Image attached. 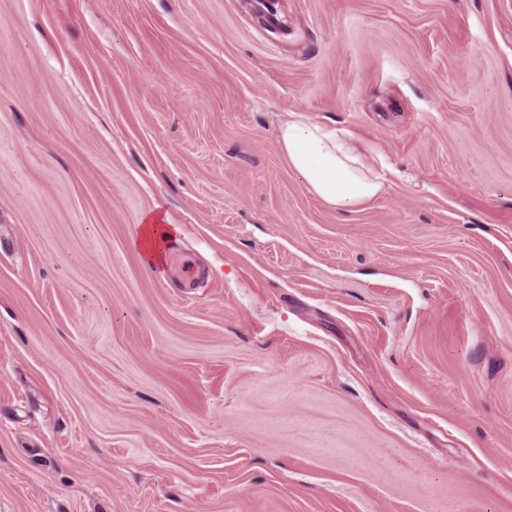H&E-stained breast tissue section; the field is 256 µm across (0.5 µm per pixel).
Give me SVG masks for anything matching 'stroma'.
<instances>
[{
  "label": "stroma",
  "instance_id": "1",
  "mask_svg": "<svg viewBox=\"0 0 512 512\" xmlns=\"http://www.w3.org/2000/svg\"><path fill=\"white\" fill-rule=\"evenodd\" d=\"M280 8L0 0V512H512V0ZM277 137L289 167L332 209L355 211L385 189L384 160L335 125L315 123L293 112L278 127ZM177 228L171 224H163L157 215L149 216L143 225L139 238V248L146 263L158 264L162 262L160 252L156 249L155 242L160 239L172 238ZM168 258L166 264V275L191 276L193 274V261L189 255L173 247L171 244L167 248Z\"/></svg>",
  "mask_w": 512,
  "mask_h": 512
}]
</instances>
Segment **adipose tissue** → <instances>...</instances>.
<instances>
[{
    "label": "adipose tissue",
    "instance_id": "obj_1",
    "mask_svg": "<svg viewBox=\"0 0 512 512\" xmlns=\"http://www.w3.org/2000/svg\"><path fill=\"white\" fill-rule=\"evenodd\" d=\"M277 137L289 167L332 209L357 210L385 189L383 159L336 126L296 112L280 124Z\"/></svg>",
    "mask_w": 512,
    "mask_h": 512
}]
</instances>
